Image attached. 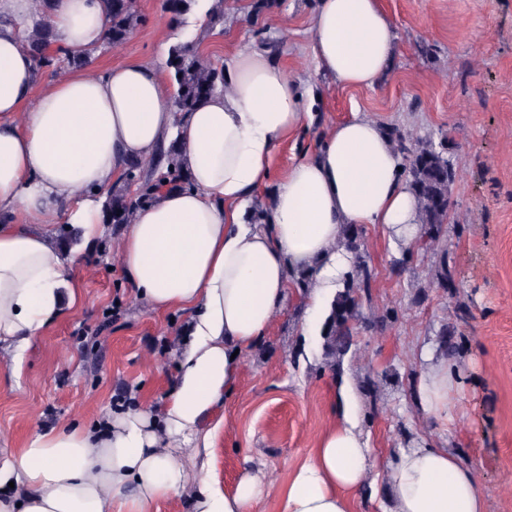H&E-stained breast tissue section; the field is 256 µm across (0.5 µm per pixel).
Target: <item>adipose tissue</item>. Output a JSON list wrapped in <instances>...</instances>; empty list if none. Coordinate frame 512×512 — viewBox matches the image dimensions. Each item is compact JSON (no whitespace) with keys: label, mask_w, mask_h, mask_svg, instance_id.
Segmentation results:
<instances>
[{"label":"adipose tissue","mask_w":512,"mask_h":512,"mask_svg":"<svg viewBox=\"0 0 512 512\" xmlns=\"http://www.w3.org/2000/svg\"><path fill=\"white\" fill-rule=\"evenodd\" d=\"M29 11L30 0H0V343L22 355L77 300L80 252L59 247L52 218L96 240L99 193L174 139L191 185L137 209L118 257L150 312L187 314L188 338L160 407L140 403L1 450L0 512H151L182 494L193 512H257L263 478L246 470L227 490L207 473L224 397L291 292L311 324L343 287L353 267L347 225H381L394 246L415 241L419 210L403 158L385 128L357 112L272 178L276 149L312 123L317 98L255 49L225 61L223 93L190 112L176 111L146 63L72 71L37 87L14 26ZM45 21L67 56L101 45L108 26L100 0H52ZM312 27L316 67L337 85L373 87L393 60L396 32L381 0H319ZM269 184L267 204L256 207ZM454 380L444 360L422 374L423 416L447 417ZM378 469L386 512H486L475 472L446 447L404 448L377 466L341 402L282 485L278 512H355Z\"/></svg>","instance_id":"1"}]
</instances>
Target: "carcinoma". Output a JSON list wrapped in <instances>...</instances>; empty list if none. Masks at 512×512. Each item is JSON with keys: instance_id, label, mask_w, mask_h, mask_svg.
<instances>
[{"instance_id": "obj_1", "label": "carcinoma", "mask_w": 512, "mask_h": 512, "mask_svg": "<svg viewBox=\"0 0 512 512\" xmlns=\"http://www.w3.org/2000/svg\"><path fill=\"white\" fill-rule=\"evenodd\" d=\"M48 0H33L31 20L20 24L23 47L30 54L35 72L45 67H56L64 63L80 67L87 63L97 48L81 55L57 57L49 52L52 32L43 21ZM108 17V32L104 45L117 48L124 43L140 20L136 0H102ZM191 0H166L165 9L174 26L182 24ZM173 70V98L181 112L193 111L201 100L224 92V65L203 54L196 43H179L173 46L169 61ZM389 134L396 149L405 156L406 173L410 189L419 205L423 234L431 240L440 236L444 224L448 223V193L453 182L452 164L444 152L430 144L409 146L398 131ZM180 146L177 140L170 141L163 151L165 168L157 172L156 183L142 184V192L131 194L128 185L106 192L102 210L111 224H128L133 218L134 208L141 201L153 197L154 192L172 185L190 183L187 173L179 165ZM372 272L362 256L344 291L335 300L332 311V328L336 351L346 353L351 345L359 321V292L370 285Z\"/></svg>"}]
</instances>
